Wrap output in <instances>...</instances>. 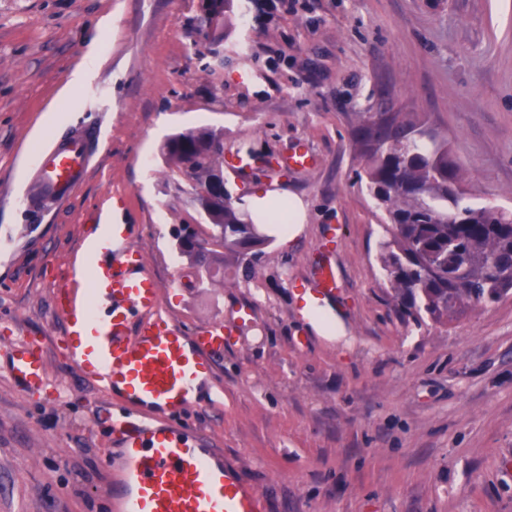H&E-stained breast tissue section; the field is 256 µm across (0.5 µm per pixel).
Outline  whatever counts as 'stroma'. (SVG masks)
Listing matches in <instances>:
<instances>
[{"mask_svg": "<svg viewBox=\"0 0 512 512\" xmlns=\"http://www.w3.org/2000/svg\"><path fill=\"white\" fill-rule=\"evenodd\" d=\"M214 43L200 0H0V512H113L114 416L144 410L70 365L53 288L103 223L125 224L187 333L223 323L214 396L161 422L220 449L267 512H512V296L453 322L401 317L379 262L382 210L358 178L356 112H415L447 134L470 203L512 209V0H246ZM96 53L94 78L65 99ZM100 162L61 206H22L34 157L81 126ZM213 127L309 169L225 172L304 205L291 245L270 235L220 283L176 247L195 211L160 148ZM335 267L350 335H319L293 282ZM248 320H241L242 309ZM36 340L49 382L19 385L12 344Z\"/></svg>", "mask_w": 512, "mask_h": 512, "instance_id": "35a3bbf8", "label": "stroma"}]
</instances>
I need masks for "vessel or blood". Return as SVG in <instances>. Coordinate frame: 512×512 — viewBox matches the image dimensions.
Masks as SVG:
<instances>
[{
    "instance_id": "vessel-or-blood-1",
    "label": "vessel or blood",
    "mask_w": 512,
    "mask_h": 512,
    "mask_svg": "<svg viewBox=\"0 0 512 512\" xmlns=\"http://www.w3.org/2000/svg\"><path fill=\"white\" fill-rule=\"evenodd\" d=\"M97 128H77L48 141L27 179V210L65 202L95 165ZM67 271L55 294L64 323L63 341L76 370L106 390L145 407L181 409L199 376L211 375L213 352L224 347V327L207 326L187 335L158 314L159 283L140 253L126 248L120 262L98 264L91 279L93 307L78 304ZM341 286L336 269H322L315 283H294L302 312L328 316V303ZM11 373L30 390L47 381V365L36 343L14 347ZM123 448L121 474L105 488L117 512H265L260 495L238 479L220 453L199 451L198 438L154 420H116Z\"/></svg>"
}]
</instances>
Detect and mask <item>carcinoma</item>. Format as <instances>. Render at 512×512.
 Listing matches in <instances>:
<instances>
[{
    "label": "carcinoma",
    "mask_w": 512,
    "mask_h": 512,
    "mask_svg": "<svg viewBox=\"0 0 512 512\" xmlns=\"http://www.w3.org/2000/svg\"><path fill=\"white\" fill-rule=\"evenodd\" d=\"M357 151L365 184L385 216L388 238L379 260L403 313L416 322L452 320L468 305L491 304L512 294V211L463 203L464 169L448 156V138L404 112H356ZM162 152L167 180L177 193L197 199L224 169V134L202 128L169 137ZM216 205L211 224H184L176 232L180 253L215 277L226 260L266 244L247 212Z\"/></svg>",
    "instance_id": "cac0c4a2"
}]
</instances>
